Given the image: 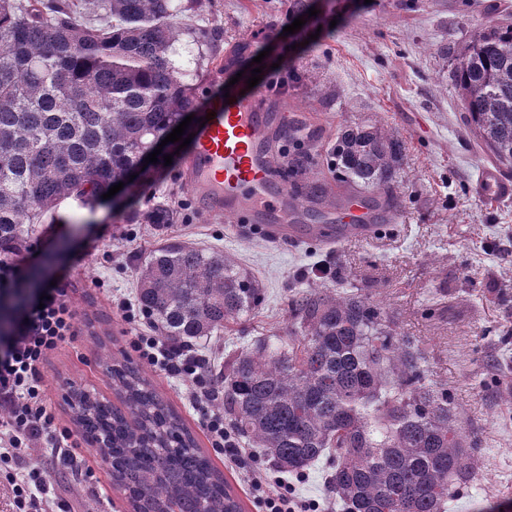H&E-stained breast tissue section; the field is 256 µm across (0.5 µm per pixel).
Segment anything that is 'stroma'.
<instances>
[{"label":"stroma","instance_id":"1","mask_svg":"<svg viewBox=\"0 0 512 512\" xmlns=\"http://www.w3.org/2000/svg\"><path fill=\"white\" fill-rule=\"evenodd\" d=\"M317 9L296 33H285L299 13L292 0H202L181 16L188 32L174 58L195 85L201 108L245 91L238 72L254 57L278 65L283 87L271 107L276 126L295 128L311 150L325 188L324 207L350 191L329 171L339 126L380 120L399 133L406 159L398 189L396 221L366 240L333 248L308 239L275 240L251 225L215 217L191 190L184 154L171 165L150 168L118 196L85 207L68 200L29 227L39 243L33 262L65 275L74 289L79 334L45 365L48 402L63 426L75 428L66 399L72 388L119 404L105 371L110 362L134 360L132 331L111 304L135 299L136 266L161 240L199 244L233 256L264 292L259 313L208 340L216 369L225 353L257 339L285 334L288 298L307 285L355 291L379 302L399 332L427 350L428 378L447 388L465 430L480 448L478 479L449 501L447 512H496L512 503V201L481 202L473 184L490 158L465 127L463 103L452 84L443 48L459 49L489 24L512 25V0H307ZM166 205L170 224H135L134 213ZM329 267L330 274L317 270ZM158 393L181 416L201 452L240 498L242 512H262L236 469L214 454L188 401L185 384L148 371ZM83 455L104 496L77 486L57 467L55 480L76 512H129L99 453Z\"/></svg>","mask_w":512,"mask_h":512}]
</instances>
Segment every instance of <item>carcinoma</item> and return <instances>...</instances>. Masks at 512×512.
<instances>
[{"label": "carcinoma", "instance_id": "cac0c4a2", "mask_svg": "<svg viewBox=\"0 0 512 512\" xmlns=\"http://www.w3.org/2000/svg\"><path fill=\"white\" fill-rule=\"evenodd\" d=\"M176 0H0V254L26 244L60 203L92 205L141 169L154 142L194 111L196 88L173 60L185 33ZM464 122L500 167H512V25H489L452 54ZM336 181L372 192L380 223L395 207L403 138L380 121L344 125L330 149ZM311 155L288 160L299 197L324 188ZM132 220L162 226L154 205ZM137 302L161 338L224 335L263 303L258 280L229 255L164 240L138 265ZM285 336L224 357V424L301 477L329 461L338 512H446L477 479L476 440L446 388L427 382L426 353L380 306L354 291L307 286L288 299ZM114 408L72 389L74 420L139 512H240L210 460L128 364L106 366Z\"/></svg>", "mask_w": 512, "mask_h": 512}]
</instances>
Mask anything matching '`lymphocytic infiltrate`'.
I'll list each match as a JSON object with an SVG mask.
<instances>
[{
	"label": "lymphocytic infiltrate",
	"instance_id": "lymphocytic-infiltrate-1",
	"mask_svg": "<svg viewBox=\"0 0 512 512\" xmlns=\"http://www.w3.org/2000/svg\"><path fill=\"white\" fill-rule=\"evenodd\" d=\"M30 278L22 259L0 256V294L21 298L0 320V486L9 490L12 512H71L70 502L54 485L51 466L70 468L75 480L87 487L92 486L94 474L75 453L82 437L59 426L47 404L43 366L51 353L74 341L76 310L68 282L43 285L32 295ZM129 345L140 363L168 379L190 383V403L212 448L235 465L265 512H317V503L301 500L283 477L247 466L242 448L224 424V388L210 374L202 349L148 334L131 337ZM36 450L47 458V466L31 465Z\"/></svg>",
	"mask_w": 512,
	"mask_h": 512
}]
</instances>
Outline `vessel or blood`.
Returning <instances> with one entry per match:
<instances>
[{"mask_svg":"<svg viewBox=\"0 0 512 512\" xmlns=\"http://www.w3.org/2000/svg\"><path fill=\"white\" fill-rule=\"evenodd\" d=\"M212 117L196 127L187 167L191 187L211 214L244 216L270 230L293 234L303 207L291 190L275 179L264 144L275 121L259 94L230 95L212 103ZM477 197L488 204L512 199V179L485 167L476 180ZM346 236L369 238L376 231L372 212L358 199L345 198L336 214Z\"/></svg>","mask_w":512,"mask_h":512,"instance_id":"vessel-or-blood-1","label":"vessel or blood"}]
</instances>
